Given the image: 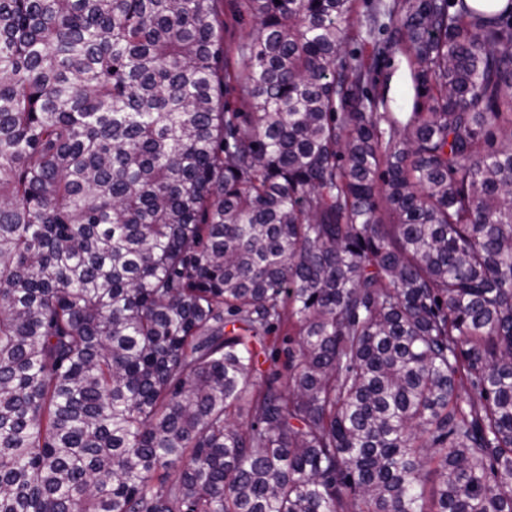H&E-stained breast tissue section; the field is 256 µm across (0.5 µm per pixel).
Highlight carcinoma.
I'll return each instance as SVG.
<instances>
[{"mask_svg":"<svg viewBox=\"0 0 512 512\" xmlns=\"http://www.w3.org/2000/svg\"><path fill=\"white\" fill-rule=\"evenodd\" d=\"M355 2L0 0V512H512V0ZM367 5V0H357L356 10L349 22L345 24L349 38L344 45V52L351 58L366 57L370 52V46L358 37L359 32L364 31L369 25V7ZM225 20L227 23L225 42L227 46L234 49L239 42L248 38V35L252 31L253 22L249 17L246 16L245 20L238 24L232 19L229 13H227ZM371 94L384 96L385 106L380 112H413L414 89L407 59L403 54H392L382 62Z\"/></svg>","mask_w":512,"mask_h":512,"instance_id":"obj_1","label":"carcinoma"}]
</instances>
